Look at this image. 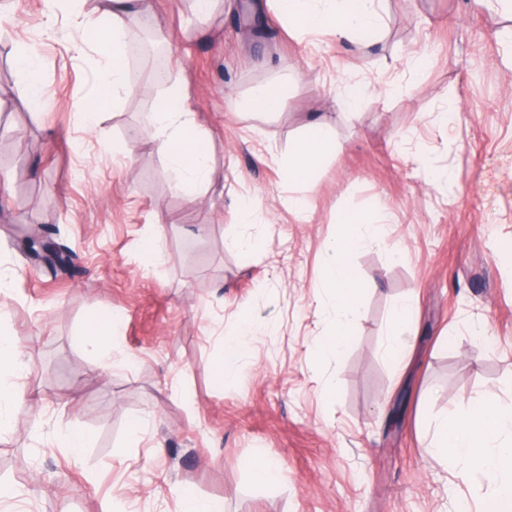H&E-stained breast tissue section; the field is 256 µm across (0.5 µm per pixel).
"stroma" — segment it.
<instances>
[{"label":"stroma","instance_id":"1","mask_svg":"<svg viewBox=\"0 0 512 512\" xmlns=\"http://www.w3.org/2000/svg\"><path fill=\"white\" fill-rule=\"evenodd\" d=\"M265 35L250 40L239 0H215L198 24L192 0H156L157 26L126 18L129 35L163 30L166 81L151 55L129 59V102L83 120L109 47L78 54L70 20L45 39L38 0H0V337L28 355L24 398L0 436V512H180L181 497L224 512H482L487 478L460 480L425 456L430 422L484 395H512V12L477 0H386L381 41L357 56L323 36V51L290 37L254 0ZM36 44L48 86L33 103L14 56ZM413 51L428 56L404 72ZM389 94L363 91L354 113L335 109L347 69ZM278 80L275 115L245 110ZM179 88L215 142L204 204L189 205L167 163L127 142L153 105ZM447 112V124L436 116ZM325 120L334 149L315 167L308 222L284 203L287 154L310 122ZM410 138L428 165L452 176L448 195L427 185L396 145ZM251 197L260 223L238 222ZM393 220L359 251L370 288L340 357L311 349L328 329L313 287L341 219L380 210ZM173 217L161 262L144 268L139 239ZM44 225L73 254L68 266L34 260L13 228ZM408 299L411 348L383 353L395 302ZM114 327L122 366L99 369L83 338L91 321ZM249 323L252 356L235 384L214 369L224 330ZM147 418L139 436L130 423ZM69 429L92 437L79 458L58 444ZM281 469L260 481L257 454Z\"/></svg>","mask_w":512,"mask_h":512}]
</instances>
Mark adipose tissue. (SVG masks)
<instances>
[{
  "mask_svg": "<svg viewBox=\"0 0 512 512\" xmlns=\"http://www.w3.org/2000/svg\"><path fill=\"white\" fill-rule=\"evenodd\" d=\"M70 3V18L81 29L86 42L106 41L111 50L105 58L98 94L85 106L84 120L96 126L97 116L107 103L128 102L125 16L148 21L154 18L153 0H109L107 11H88L81 0ZM280 20L300 38L325 34L337 41L365 49L376 43L384 28L383 0H273ZM152 152L162 157L175 172L189 204H197L210 182V158L214 143L203 132L194 112L172 88L154 107L151 123L143 139ZM333 147L324 124L311 127L288 151L287 158L270 153L271 161L281 162L292 186L310 187L315 166ZM389 212L376 221L349 214L342 231L324 250L323 270L316 287L317 303H328L332 321L328 333L313 347L315 357H336L348 344L349 330L360 313V299L366 287L359 280L353 257L372 245L380 236ZM249 355L248 328L239 325L224 338V357L215 380L234 382L242 362ZM30 372L27 356L5 337L0 338V375L10 384L0 383V433L10 427L11 408L22 391L21 379ZM424 451L430 457H445L455 462L461 478L479 473L492 479L494 490L488 499L489 512H512V400L486 399L476 402L453 419L434 420Z\"/></svg>",
  "mask_w": 512,
  "mask_h": 512,
  "instance_id": "obj_1",
  "label": "adipose tissue"
}]
</instances>
